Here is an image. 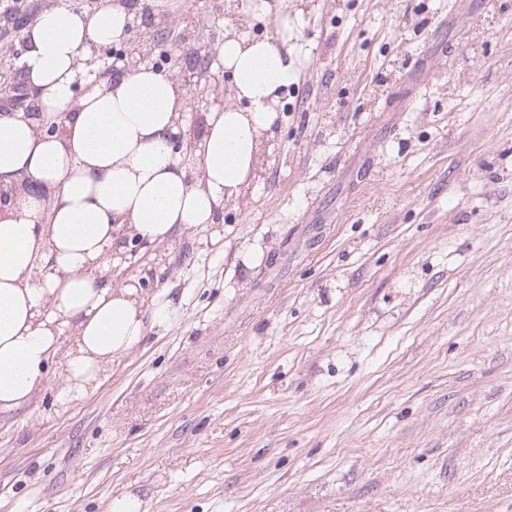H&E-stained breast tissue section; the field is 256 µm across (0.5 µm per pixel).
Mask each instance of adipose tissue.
Masks as SVG:
<instances>
[{"instance_id":"obj_1","label":"adipose tissue","mask_w":512,"mask_h":512,"mask_svg":"<svg viewBox=\"0 0 512 512\" xmlns=\"http://www.w3.org/2000/svg\"><path fill=\"white\" fill-rule=\"evenodd\" d=\"M125 0L75 10L46 0L27 23L20 58L28 107L0 113V412L48 380L63 335L59 402L82 397L145 335L137 288L105 275L120 228L144 245L175 226L215 223L254 177L273 138L282 91L299 72L291 40L302 17H280L277 40L225 30L216 46L227 103L204 115L197 148H180L186 90L143 63L100 77L102 49L130 37Z\"/></svg>"}]
</instances>
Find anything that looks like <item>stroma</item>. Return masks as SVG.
I'll use <instances>...</instances> for the list:
<instances>
[{
    "label": "stroma",
    "mask_w": 512,
    "mask_h": 512,
    "mask_svg": "<svg viewBox=\"0 0 512 512\" xmlns=\"http://www.w3.org/2000/svg\"><path fill=\"white\" fill-rule=\"evenodd\" d=\"M131 2L176 78L281 7ZM41 3L0 23V73ZM287 5L307 56L275 151L217 224L113 262L145 339L81 400L56 361L0 413V512H512V0Z\"/></svg>",
    "instance_id": "obj_1"
}]
</instances>
